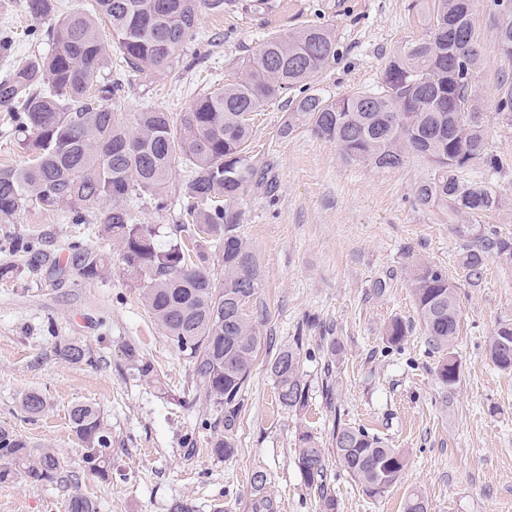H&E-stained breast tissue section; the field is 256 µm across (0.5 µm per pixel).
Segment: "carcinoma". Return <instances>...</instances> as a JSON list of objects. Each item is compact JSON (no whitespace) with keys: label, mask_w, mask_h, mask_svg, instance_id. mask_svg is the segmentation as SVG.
<instances>
[{"label":"carcinoma","mask_w":512,"mask_h":512,"mask_svg":"<svg viewBox=\"0 0 512 512\" xmlns=\"http://www.w3.org/2000/svg\"><path fill=\"white\" fill-rule=\"evenodd\" d=\"M235 0H95L90 10L58 19L48 33L49 55L31 54L0 75V110L12 112V130L29 153L27 166L0 168V220L28 207L52 210L70 206L75 221L104 201L102 232L120 247L125 273L140 283L141 297L162 330L193 369L194 382L220 409L210 440L211 454L230 458L241 396L262 343L254 313L260 272L256 256L237 232L235 203L263 176L250 161V116L294 88L296 100L286 136L306 126L333 142L353 161L377 169L400 167L409 155L427 160L433 175L414 192L424 208H436L473 239L462 254L470 279L481 280L494 256L512 265V241L486 231L478 219L498 211L501 197L484 178L467 179L479 170L497 171L502 160L487 151L486 134L470 109L471 80L480 60L471 0H431L426 6L425 38L392 56L377 92L355 91L336 100L310 94L308 81L336 58V35L327 25H308L286 35L267 37L243 60L237 77L193 100L172 119L167 112H140L130 127L119 112L123 80L105 74L110 63L128 78L147 79L179 65L180 52L196 34L204 12L222 14ZM27 12L41 20L55 12L54 0H26ZM112 29V43L98 23ZM398 78L390 79L392 70ZM188 173L185 218L192 236L217 244L224 275L215 276L200 247L172 241L158 244L155 228L136 224L124 200L148 194L163 207L162 191L174 164ZM69 268L98 275L101 255L80 243L68 247L65 264L35 252L31 270ZM411 292L428 343L439 359L436 378L446 388L460 383L461 364L452 348L460 331L461 309L454 286L440 267L418 262L409 274ZM410 332L404 321L390 320L384 335L397 346ZM303 337H293L267 363L279 404L292 413L308 404L310 383L302 369ZM66 362L90 361V351L76 340L56 344ZM487 354L501 371L512 372V319H502L489 336ZM142 377L154 375L136 348L125 349ZM28 418L48 408L46 395L29 390L19 399ZM69 420L85 447V463L108 480L112 435L100 410L74 404ZM346 472L370 498L384 497L408 466L404 451L390 448L366 429L336 424L332 439ZM297 467L304 484L318 495L320 512H336L325 482V449L308 431L299 435ZM68 464L54 448H38L11 427L0 426V483L21 475L35 485L68 481ZM267 475H252L255 512H270L264 495ZM67 512H97L96 504L71 483ZM403 512H428V501L414 492Z\"/></svg>","instance_id":"obj_1"}]
</instances>
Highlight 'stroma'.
I'll list each match as a JSON object with an SVG mask.
<instances>
[{"label": "stroma", "mask_w": 512, "mask_h": 512, "mask_svg": "<svg viewBox=\"0 0 512 512\" xmlns=\"http://www.w3.org/2000/svg\"><path fill=\"white\" fill-rule=\"evenodd\" d=\"M415 0H238L221 14H202L199 38L181 62L147 80L124 84L122 117L134 124L151 109L178 117L197 96L234 79L238 66L263 39L327 24L336 32L337 56L311 83L326 97L376 89L390 57L424 37ZM91 0H58L55 17L34 20L25 0H0V30L16 38L15 57L49 53L32 29H50L56 17ZM481 58L474 73L475 105L487 130L490 154L505 158L485 178L502 199L498 212L482 217L486 228L512 239V117L496 104L512 88V59L502 55L497 32L508 16L497 0H474ZM283 95L251 118V161L274 185L251 187L237 202L240 236L256 256L261 283L257 302L266 312L258 327L265 342L242 393L233 457L210 452L212 404L193 382L192 367L155 325L138 283L122 270L119 246L100 231L101 207L87 209L83 223L69 206L30 207L0 221V265L16 268L0 280V424L31 442L56 448L97 512H168L172 500H192L197 512H254L251 477L266 472L274 512H319L295 464L300 430L312 432L326 456V483L337 512H402L412 492L429 512H512V373L498 371L485 345L498 320L512 318V265L489 259L483 278L471 283L461 265L468 240L434 208L419 206L417 185L430 164L408 157L392 170L346 159L335 144L300 128L281 135L292 110ZM187 174L169 179L163 207L149 196L129 200L140 224L155 226L160 243L177 237L184 222ZM96 249L104 259L97 277L73 272H30L27 247L65 258L70 243ZM445 270L455 286L462 321L454 352L460 383L437 380L438 356L427 343L410 293L414 262ZM394 317L410 326L388 346L383 330ZM304 334V370L311 383L307 408L282 409L268 360L280 345ZM81 341L91 353L80 366L62 360L56 342ZM136 346L154 368L140 377L125 357ZM332 364L334 404L322 393V367ZM47 395L50 410L24 418L23 391ZM78 402L95 404L112 433V478L92 475L85 450L69 421ZM378 434L404 450L408 467L384 498H369L343 469L332 448L337 422ZM67 488L34 485L24 478L0 484V512H65Z\"/></svg>", "instance_id": "obj_1"}]
</instances>
